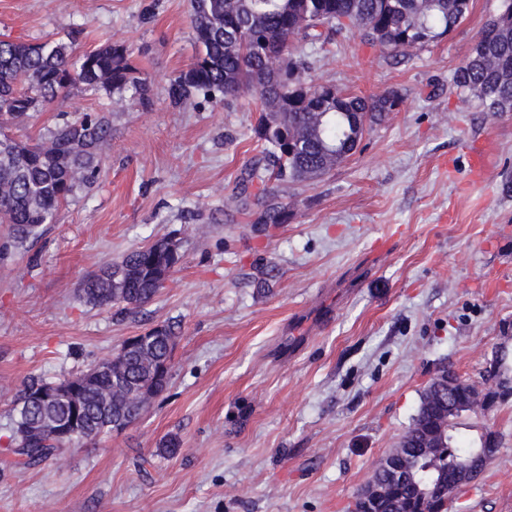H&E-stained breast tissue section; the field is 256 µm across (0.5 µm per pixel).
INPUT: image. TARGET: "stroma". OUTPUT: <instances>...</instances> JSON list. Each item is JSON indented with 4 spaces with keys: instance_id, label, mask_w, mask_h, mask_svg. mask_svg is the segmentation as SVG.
I'll return each instance as SVG.
<instances>
[{
    "instance_id": "stroma-1",
    "label": "stroma",
    "mask_w": 512,
    "mask_h": 512,
    "mask_svg": "<svg viewBox=\"0 0 512 512\" xmlns=\"http://www.w3.org/2000/svg\"><path fill=\"white\" fill-rule=\"evenodd\" d=\"M498 4L472 0L458 28L400 57L357 37L313 48L312 80L404 100L345 163L277 185L288 218L261 232L231 197L262 148L252 95L167 96L197 52L191 0H0V36L125 45L152 97L75 87L12 130L43 140L103 112L112 135L98 183L0 253V448L29 377L78 374L158 326L177 338L170 386L139 421L0 470V512H350L441 366L485 387L501 355L512 377V112L449 85ZM473 141L494 152L478 184ZM168 235L181 259L152 302L118 315L85 301L88 275ZM457 431L498 451L450 512H512V396Z\"/></svg>"
}]
</instances>
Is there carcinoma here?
Returning a JSON list of instances; mask_svg holds the SVG:
<instances>
[{"mask_svg":"<svg viewBox=\"0 0 512 512\" xmlns=\"http://www.w3.org/2000/svg\"><path fill=\"white\" fill-rule=\"evenodd\" d=\"M470 9L471 0H193L191 27L198 52L188 70L170 78L168 98L178 105L202 91L229 102L247 90L255 92L263 149L235 185L238 213L247 215L255 205V223L281 224L286 207L265 179L291 184L319 179L347 161L365 133L403 102L396 89L365 98L307 79L314 65L307 47L358 35L404 55L446 36ZM79 39L78 29L41 44L0 39L1 129L21 124L76 85L109 94L131 90L142 105L151 104L150 85L128 47L108 43L84 50ZM450 84L477 98L486 112H512V0H501ZM111 132L108 116L85 113L56 124L41 144L20 142L11 161L0 160V223L9 225L11 247L25 248L42 225L55 223L62 205L98 182L100 147ZM173 245L170 249L161 239L105 263L83 281V298L122 312L146 305L180 261V245ZM174 341L168 327L133 345L126 340L114 354L112 370L74 377L85 439L108 433L106 425L114 419L136 422L143 410L136 397L156 398L167 389ZM50 384L32 377L17 393L11 410L14 447L3 449L4 466H35L71 447L68 440L31 433L72 412L62 396L28 403ZM433 386L431 381L424 388L397 448L377 464V491L358 495L356 509L448 512V488L475 480L486 467L483 463L466 478L455 477V468L473 452L460 445L455 433L467 408L448 409L435 398Z\"/></svg>","mask_w":512,"mask_h":512,"instance_id":"1","label":"carcinoma"}]
</instances>
